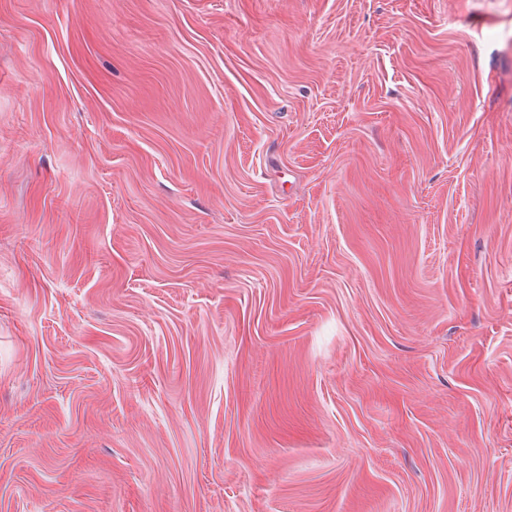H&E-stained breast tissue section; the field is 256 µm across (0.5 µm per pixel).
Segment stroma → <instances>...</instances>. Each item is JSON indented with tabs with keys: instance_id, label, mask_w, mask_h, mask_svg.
<instances>
[{
	"instance_id": "35a3bbf8",
	"label": "stroma",
	"mask_w": 512,
	"mask_h": 512,
	"mask_svg": "<svg viewBox=\"0 0 512 512\" xmlns=\"http://www.w3.org/2000/svg\"><path fill=\"white\" fill-rule=\"evenodd\" d=\"M0 512H512V0H0Z\"/></svg>"
}]
</instances>
